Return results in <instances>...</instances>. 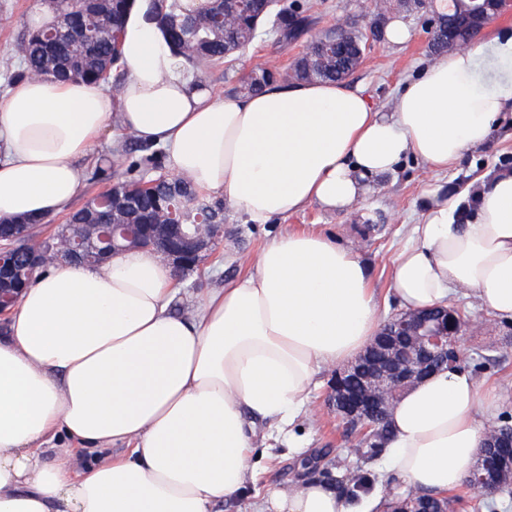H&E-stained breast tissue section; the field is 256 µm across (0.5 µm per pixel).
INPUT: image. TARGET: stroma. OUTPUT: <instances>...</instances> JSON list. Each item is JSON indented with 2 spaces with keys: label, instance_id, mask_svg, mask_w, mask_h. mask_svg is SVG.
Returning a JSON list of instances; mask_svg holds the SVG:
<instances>
[{
  "label": "stroma",
  "instance_id": "1",
  "mask_svg": "<svg viewBox=\"0 0 512 512\" xmlns=\"http://www.w3.org/2000/svg\"><path fill=\"white\" fill-rule=\"evenodd\" d=\"M308 2L313 17L307 32L311 39L342 18L360 24L375 13L374 0ZM40 4L41 0H0V94L9 87L11 73L20 67L15 46ZM400 18L410 31L409 40L402 44L384 39L371 42L361 65L347 81L349 87L362 89L382 112L393 111L404 84L420 75L435 59L419 15L404 12ZM303 48V42L284 46L264 35L243 54L212 65L202 78L219 96H228L245 74L271 63L290 66ZM509 161L512 162V110L500 119L485 144L465 151L447 171L436 173L420 159L405 158L395 171L371 182L361 206L350 212H330L313 204L272 223L253 224L234 207L225 206L224 237L199 267L180 274L174 310L191 315L200 294L223 287L225 282L246 273L249 260L272 238L301 224H315L337 243L353 245L359 251L378 290L381 318L390 320L400 311L389 291L390 262L407 241L411 224L434 201L462 197L474 187L488 185L500 174L501 164ZM452 304L465 308L481 323L480 330L463 333L467 355H476L495 337L505 335L502 319L473 298L460 296ZM331 374V369L321 370L319 384L310 395V414L300 417L292 427L280 430L263 422L256 424V451L252 459L255 478L240 496L218 503L216 512H253L255 503L261 499L309 480L323 481L332 490L341 475H365L370 487L382 492L407 491V483L388 470L385 459L368 465L361 463L355 453V436L344 430L326 406Z\"/></svg>",
  "mask_w": 512,
  "mask_h": 512
}]
</instances>
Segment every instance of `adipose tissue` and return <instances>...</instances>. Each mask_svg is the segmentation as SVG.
Masks as SVG:
<instances>
[{
  "label": "adipose tissue",
  "mask_w": 512,
  "mask_h": 512,
  "mask_svg": "<svg viewBox=\"0 0 512 512\" xmlns=\"http://www.w3.org/2000/svg\"><path fill=\"white\" fill-rule=\"evenodd\" d=\"M500 69L475 79L480 55ZM119 92L92 81L28 79L0 96V218L48 219L83 186L79 159L105 130L163 147L175 173L224 195L255 224L316 204L360 205L370 178L413 156L448 169L484 144L512 107V31L438 57L377 111L337 82L272 83L222 99L170 50L152 0H135ZM435 201L391 260L407 311L463 293L512 318V176L485 187L472 219ZM172 267L155 251L60 264L21 296L0 335V512H213L251 475L252 418L293 422L317 373L351 360L378 330L379 303L358 251L315 229L273 238L252 268L176 314ZM493 389L464 369L406 390L390 415L387 457L412 488L457 490L477 458ZM113 449L74 470L46 446ZM319 483L255 512H375Z\"/></svg>",
  "instance_id": "adipose-tissue-1"
}]
</instances>
